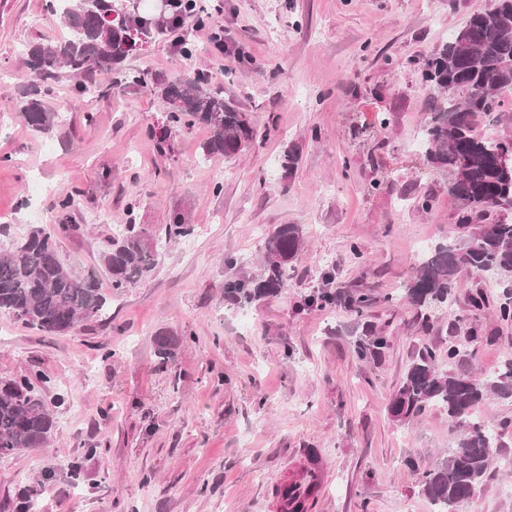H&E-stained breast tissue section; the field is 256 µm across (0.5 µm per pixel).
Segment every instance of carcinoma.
<instances>
[{
  "instance_id": "1",
  "label": "carcinoma",
  "mask_w": 512,
  "mask_h": 512,
  "mask_svg": "<svg viewBox=\"0 0 512 512\" xmlns=\"http://www.w3.org/2000/svg\"><path fill=\"white\" fill-rule=\"evenodd\" d=\"M192 2L167 0L162 17L139 27L116 0H78L76 4L66 0L63 8L60 0H49V10L65 35L54 42L26 44L20 51L24 66L41 84L20 113L25 125L41 134L54 129L56 114L46 110L43 98L64 74L74 80L80 97L99 92L96 76L112 70L119 71L127 84H146L144 72L121 67L144 37L179 29L176 44L182 52L193 53L192 33L183 29L182 16ZM421 74L436 103L424 120L419 145L429 164L454 171L448 192L462 200L466 210L456 225V239L431 249L405 285L403 297L418 308L448 301L464 275L490 273L501 280L512 279V221L475 223L489 211L512 209V162L504 161L505 154L512 155V137H489L471 120L476 114L497 111L501 92L512 89V0H495L491 9L471 15L447 44L425 59ZM161 85L172 125L198 124L209 129L210 138L203 147L206 155L221 154L232 160L247 144L267 136L236 105L224 100V87L211 84L205 74L193 79L171 77ZM450 85L458 94L443 92ZM490 88L499 89L500 94L488 95ZM73 228L65 223L33 227L0 255V311L56 335L107 312L111 297L99 288L96 277L75 275L58 255L57 234ZM192 232L180 216L162 228V240L134 224L124 225L100 256L112 292L120 294L150 277L163 244ZM264 249L263 278L228 282L225 297L250 304L280 292L288 282V267L305 251L301 225L277 226ZM338 300L358 316L370 305V296L360 290L341 294L323 288L305 298L307 305L317 307ZM469 308L475 315L493 308L501 320L512 321V291L492 296L477 289L469 296ZM154 342L163 361L177 345L170 336L158 335ZM388 346V337L368 326L354 353L363 361L382 356ZM441 357L437 346L421 344L388 400L387 414L391 421L406 425L436 407L460 431L456 446L421 470L422 490L434 512H459L486 480L495 449L502 446V431L508 429V422L494 425L477 419L474 412L490 395L512 399V357L498 371L481 377L463 365L455 346L448 345L447 357L456 368L443 370ZM48 383L38 374L0 383V458L50 444L55 419L41 393Z\"/></svg>"
}]
</instances>
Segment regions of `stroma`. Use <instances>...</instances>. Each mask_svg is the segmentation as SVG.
I'll list each match as a JSON object with an SVG mask.
<instances>
[{
	"label": "stroma",
	"mask_w": 512,
	"mask_h": 512,
	"mask_svg": "<svg viewBox=\"0 0 512 512\" xmlns=\"http://www.w3.org/2000/svg\"><path fill=\"white\" fill-rule=\"evenodd\" d=\"M492 3L197 0L223 30V52L190 16L193 55L169 33L126 64L158 79L208 72L268 129L227 161L202 158L199 125L173 131L159 152V89L113 73L80 99L61 78L44 98L57 127L31 131L19 51L60 29L46 0H0V252L66 218L76 229L60 236L59 256L81 273L99 268L120 225L156 231L178 213L194 228L113 297L109 320L54 335L0 312V381L39 372L65 396L50 446L0 459V512L22 500L42 512H274L272 487L310 447L326 472L313 512H429L418 468L458 433L436 409L395 425L388 400L425 341L460 343L473 372L497 370L512 354V322L489 309L482 335L469 334L468 296L476 286L499 294L492 279L465 278L454 303L424 311L403 298L426 248L448 242L464 210L448 194L452 173L419 149L431 104L420 65ZM287 152L298 156L291 171L279 164ZM425 197L431 210L418 206ZM280 224L301 225L307 243L287 286L245 307L226 300L225 283L262 275L265 238ZM325 284L369 294L364 315L304 307ZM368 325L390 346L361 361L354 344ZM160 334L179 341L165 364ZM463 512H512V469L494 462Z\"/></svg>",
	"instance_id": "stroma-1"
}]
</instances>
